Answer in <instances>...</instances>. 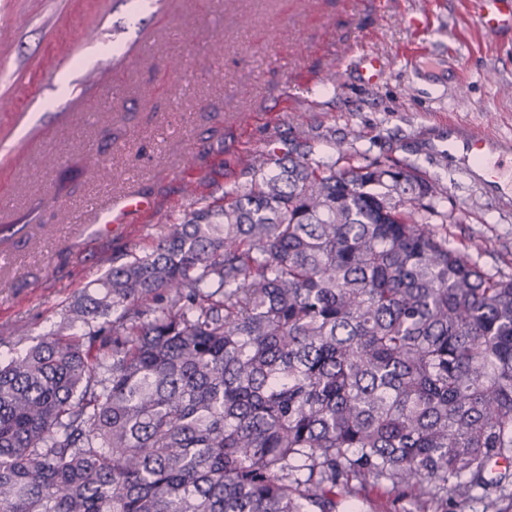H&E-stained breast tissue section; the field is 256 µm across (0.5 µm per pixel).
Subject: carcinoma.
Listing matches in <instances>:
<instances>
[{
    "label": "carcinoma",
    "instance_id": "carcinoma-1",
    "mask_svg": "<svg viewBox=\"0 0 512 512\" xmlns=\"http://www.w3.org/2000/svg\"><path fill=\"white\" fill-rule=\"evenodd\" d=\"M310 139L171 222L0 363V512H338L465 502L512 470V275L440 187ZM388 490L389 482L371 480L365 486H356L350 500L359 506V512H440L447 509V512H512L510 496L497 499L496 505L489 508H486L487 500L460 504L451 496H448V506L444 503L423 507L407 496L395 497Z\"/></svg>",
    "mask_w": 512,
    "mask_h": 512
}]
</instances>
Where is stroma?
<instances>
[{
  "mask_svg": "<svg viewBox=\"0 0 512 512\" xmlns=\"http://www.w3.org/2000/svg\"><path fill=\"white\" fill-rule=\"evenodd\" d=\"M420 9L423 28L406 18ZM363 44L379 85L349 64ZM451 119L512 139V39L481 30L475 0H148L143 13L134 0H0V338L25 326L30 346L56 329L76 295L191 209L187 182L221 201L272 140L319 137L331 161L333 137L358 159L416 168L443 190L449 239L511 274L512 205L433 147ZM130 188L152 212L86 236ZM351 499L359 512H437L384 480Z\"/></svg>",
  "mask_w": 512,
  "mask_h": 512,
  "instance_id": "1",
  "label": "stroma"
}]
</instances>
